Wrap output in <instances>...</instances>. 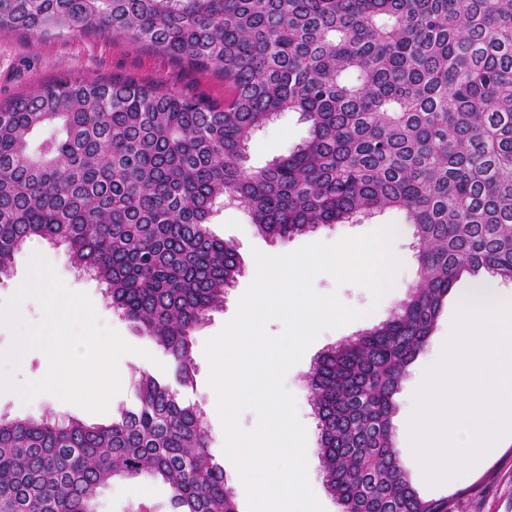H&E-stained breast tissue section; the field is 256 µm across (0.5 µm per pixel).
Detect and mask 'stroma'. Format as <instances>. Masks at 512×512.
Instances as JSON below:
<instances>
[{
	"label": "stroma",
	"instance_id": "obj_1",
	"mask_svg": "<svg viewBox=\"0 0 512 512\" xmlns=\"http://www.w3.org/2000/svg\"><path fill=\"white\" fill-rule=\"evenodd\" d=\"M63 73L74 78L131 76L144 82L159 83L203 95L218 102L223 101L226 94L224 79L219 74L181 66L161 52L141 47L121 37L96 35L44 38L34 34L0 32V102L10 101L21 94L35 93ZM307 134L308 125L301 121L297 113L282 114L252 137L248 146L250 165L260 167L286 154L290 147L301 142ZM381 224H398L402 227L401 235L392 243L400 255L395 289L388 291L376 303L370 293L358 285H339L329 274L317 275L313 281L317 293H337L343 303L363 310L364 315L340 328L323 331L284 377V386L295 399L297 416L306 431L308 482L325 512H338V507L322 482L321 463L316 452L318 431L309 401L307 375L322 352L378 325L406 297L418 273L416 252L412 247V228L405 224L402 212L388 209L359 223L322 226L283 243L261 236L240 208H224L211 219L214 234L235 245L243 265V274L235 287L229 290L223 310L212 313L209 320L195 332L192 352L195 376L192 387L184 389L183 395L196 402L204 413L212 450L224 469V476L234 492L240 512H249L247 493L237 468L224 453V432L217 408L211 399L210 367L204 353L205 343L218 335L236 315L239 301L253 281V250L269 255L289 254L309 244H332L347 236L370 233ZM36 253L53 266L58 278L69 289L86 293L100 323L116 330L128 344L135 346L136 351L124 355L118 363L121 390L110 401L106 413L93 414L68 402L54 403L45 394L26 402L17 393L0 390V415L9 419L49 415L61 419L75 417L88 423L107 422L119 407L130 408L135 405L134 384L139 371L147 370L154 374L160 372L168 377L172 375L173 367L168 364L161 368L146 358L145 353L152 350V343L137 333L128 321L113 312L97 280L73 267L65 244L35 241L17 253L12 276L0 282V303L6 302L16 293L19 283L28 274L32 255ZM469 286V277H462L457 282L448 295V302L426 350L409 366L397 397L399 409L394 423L398 427L412 413L415 407L414 390L420 374L429 358L438 355L440 349H443L458 310L457 297ZM395 445L422 497L439 498L455 493L459 496L457 512H512V434L504 436L501 447L489 458L483 471L438 485L428 484L421 477L419 466L408 453L404 434L400 430L395 434ZM96 500L99 512H135L142 502L150 505L153 512H170L169 489L149 479L113 481L109 487L98 492Z\"/></svg>",
	"mask_w": 512,
	"mask_h": 512
}]
</instances>
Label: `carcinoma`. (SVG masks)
<instances>
[{
	"instance_id": "cac0c4a2",
	"label": "carcinoma",
	"mask_w": 512,
	"mask_h": 512,
	"mask_svg": "<svg viewBox=\"0 0 512 512\" xmlns=\"http://www.w3.org/2000/svg\"><path fill=\"white\" fill-rule=\"evenodd\" d=\"M112 35L224 76V104L131 77H60L0 105V282L33 241L64 242L174 366L141 371L104 424L0 417V512H96L115 479L160 480L171 512H239L193 384L194 331L242 274L217 204L288 241L384 209L419 265L379 325L309 376L338 512H454L395 449L407 368L468 274L512 281V0H0V31ZM298 112L309 135L262 167L254 133ZM53 128L37 148L34 132Z\"/></svg>"
}]
</instances>
